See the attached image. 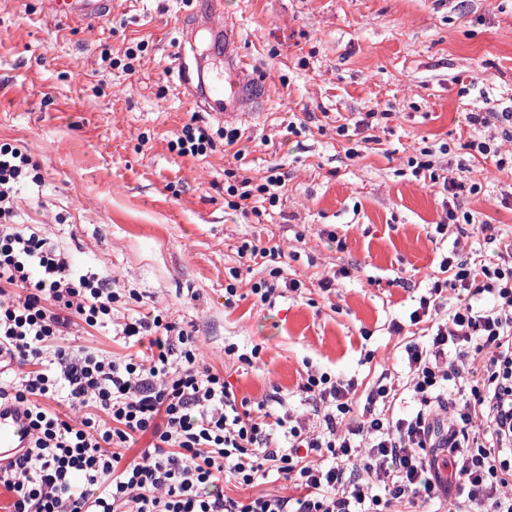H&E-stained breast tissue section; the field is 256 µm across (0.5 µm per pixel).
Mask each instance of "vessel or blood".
Instances as JSON below:
<instances>
[{
  "label": "vessel or blood",
  "mask_w": 512,
  "mask_h": 512,
  "mask_svg": "<svg viewBox=\"0 0 512 512\" xmlns=\"http://www.w3.org/2000/svg\"><path fill=\"white\" fill-rule=\"evenodd\" d=\"M45 11L52 16L81 25L101 20L112 7V0H43ZM222 6L204 16L202 23L211 45L222 48L223 67L204 71L182 61L180 84L188 98L219 123H236L256 115L264 104L267 83L250 69L242 54L237 29L219 18ZM29 419L22 408L0 405V460L29 448Z\"/></svg>",
  "instance_id": "1"
}]
</instances>
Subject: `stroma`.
<instances>
[{
  "label": "stroma",
  "instance_id": "stroma-1",
  "mask_svg": "<svg viewBox=\"0 0 512 512\" xmlns=\"http://www.w3.org/2000/svg\"><path fill=\"white\" fill-rule=\"evenodd\" d=\"M207 2L112 0L86 30L48 16L41 0H0V141L24 146L42 178L19 192L18 220L41 225L76 268L139 289L193 331L238 397L305 410L310 369L355 378L366 396L404 376L405 339L389 326L407 321L442 256L491 258L485 222L512 236V173L468 153L459 117L486 99L512 107V0H223L269 83L262 112L236 127L240 161L220 136L198 158L170 148L189 121L219 127L177 79L181 31ZM140 42L132 70L100 59ZM379 105L390 118L337 136ZM294 118L301 134L286 131ZM443 143L439 166L454 177L465 165L479 190L464 196L474 223L435 237L443 197L408 161ZM230 169L255 183L284 173L281 205L260 221L230 209ZM247 240L278 247L300 290L256 303L250 286L267 275L258 265L225 306ZM231 343L259 347L258 363L241 368L224 353Z\"/></svg>",
  "mask_w": 512,
  "mask_h": 512
}]
</instances>
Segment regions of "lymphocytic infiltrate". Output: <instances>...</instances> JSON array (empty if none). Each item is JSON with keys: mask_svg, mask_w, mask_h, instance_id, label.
<instances>
[{"mask_svg": "<svg viewBox=\"0 0 512 512\" xmlns=\"http://www.w3.org/2000/svg\"><path fill=\"white\" fill-rule=\"evenodd\" d=\"M435 156L422 148L410 165L448 196L441 234L473 215L459 198L462 182L440 177ZM36 170L21 147L0 143V370H24L0 386V402L22 407L32 428L31 448L0 466L7 512H418L447 487L439 447L451 451L453 512H512V241L497 225L482 226L484 240L499 245L494 261L442 258L447 282H434L409 314L408 324L429 329L425 343L405 347L404 381L372 389L357 414L354 379L310 371L301 391L312 415L278 413L238 398L202 364L196 337L168 316L126 314L143 300L138 289L76 271L41 230L18 223L17 194L38 183ZM284 188L273 173L225 192L229 207L259 218ZM239 255L273 264L251 287L260 303L299 289L281 281L278 249L246 241ZM448 283L463 296L445 310ZM76 326L110 331L130 355L65 346ZM61 403L69 414L58 412ZM272 474L292 481L298 496L222 490Z\"/></svg>", "mask_w": 512, "mask_h": 512, "instance_id": "f902f5d3", "label": "lymphocytic infiltrate"}]
</instances>
